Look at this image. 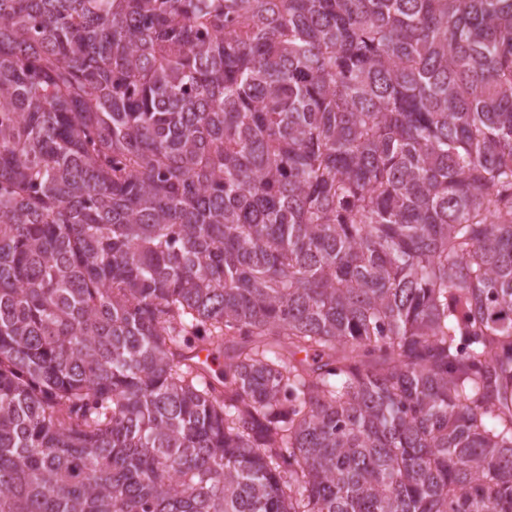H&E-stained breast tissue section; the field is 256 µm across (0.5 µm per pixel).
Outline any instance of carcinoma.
<instances>
[{
    "label": "carcinoma",
    "mask_w": 512,
    "mask_h": 512,
    "mask_svg": "<svg viewBox=\"0 0 512 512\" xmlns=\"http://www.w3.org/2000/svg\"><path fill=\"white\" fill-rule=\"evenodd\" d=\"M0 512H512V0H0Z\"/></svg>",
    "instance_id": "obj_1"
}]
</instances>
